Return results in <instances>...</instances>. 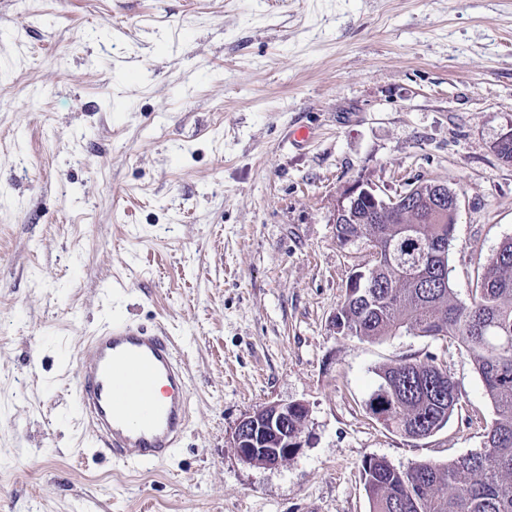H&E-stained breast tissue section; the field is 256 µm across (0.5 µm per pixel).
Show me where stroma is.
I'll return each mask as SVG.
<instances>
[{
  "label": "stroma",
  "mask_w": 512,
  "mask_h": 512,
  "mask_svg": "<svg viewBox=\"0 0 512 512\" xmlns=\"http://www.w3.org/2000/svg\"><path fill=\"white\" fill-rule=\"evenodd\" d=\"M305 128L309 136L296 141ZM512 0H0V512H369L364 461L478 451L494 418L457 343L336 333L367 250L355 181H446L458 301L512 237ZM161 323L190 419L164 463L99 451L85 340ZM438 364L458 411L414 441L366 410L378 370ZM304 402L290 462L244 464L245 413Z\"/></svg>",
  "instance_id": "obj_1"
}]
</instances>
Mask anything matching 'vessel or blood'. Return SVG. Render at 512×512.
I'll use <instances>...</instances> for the list:
<instances>
[{
  "mask_svg": "<svg viewBox=\"0 0 512 512\" xmlns=\"http://www.w3.org/2000/svg\"><path fill=\"white\" fill-rule=\"evenodd\" d=\"M189 376L172 336L116 321L90 336L80 360L76 401L98 444L127 466L157 465L189 422ZM140 395L137 405L126 394Z\"/></svg>",
  "mask_w": 512,
  "mask_h": 512,
  "instance_id": "vessel-or-blood-1",
  "label": "vessel or blood"
}]
</instances>
